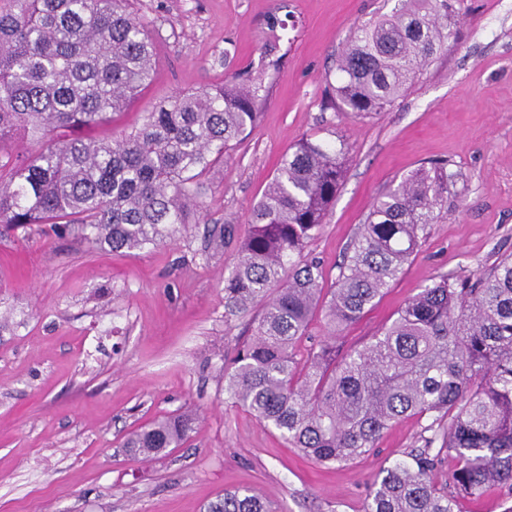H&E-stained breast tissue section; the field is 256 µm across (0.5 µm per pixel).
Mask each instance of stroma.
Wrapping results in <instances>:
<instances>
[{
	"mask_svg": "<svg viewBox=\"0 0 512 512\" xmlns=\"http://www.w3.org/2000/svg\"><path fill=\"white\" fill-rule=\"evenodd\" d=\"M397 0H131L154 43V80L97 138L142 122L164 97L257 66L277 69L253 132L210 169L201 213L246 227L300 138L341 135L344 184L307 251L334 282L372 203L429 159L448 163V210L381 301L342 333L363 345L431 279L472 280L512 253V0H459L457 36L393 106L359 119L327 103L336 58L356 27ZM285 20L272 31L271 18ZM235 246L208 251L203 225L129 256L42 232L0 237V512H203L249 487L281 512H363L370 481L417 447L421 422L388 430L340 466L301 457L224 401V356L247 328L224 316ZM192 409L182 447L131 457L126 435Z\"/></svg>",
	"mask_w": 512,
	"mask_h": 512,
	"instance_id": "stroma-1",
	"label": "stroma"
}]
</instances>
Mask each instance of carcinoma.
<instances>
[{"label": "carcinoma", "mask_w": 512, "mask_h": 512, "mask_svg": "<svg viewBox=\"0 0 512 512\" xmlns=\"http://www.w3.org/2000/svg\"><path fill=\"white\" fill-rule=\"evenodd\" d=\"M129 0H0V229L52 232L134 255L176 241L192 224L210 168L260 117L258 67L224 84L174 92L112 140L72 135L110 123L153 80V47ZM455 0H398L349 38L336 62L334 108L356 118L402 97L457 33ZM26 141L38 149L26 153ZM349 166L345 140L303 138L282 158L247 232L207 230L215 252L237 245L224 277V317L260 312L224 363L225 400L321 465L376 450L392 425L425 419L421 445L383 468L364 512H459L497 487L512 496V254L467 285L442 275L357 348L337 344L412 261L448 209L447 165L426 162L378 198L324 286L305 256ZM327 339L297 344L316 315ZM191 411L131 433L125 448L156 457L194 429ZM455 462L448 479L436 470ZM206 512H274L258 491H224Z\"/></svg>", "instance_id": "obj_1"}]
</instances>
